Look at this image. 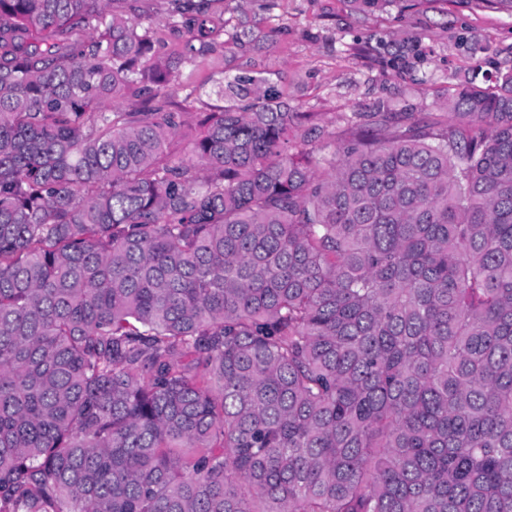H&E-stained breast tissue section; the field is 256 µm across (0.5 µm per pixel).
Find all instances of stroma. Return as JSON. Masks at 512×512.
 <instances>
[{"label": "stroma", "mask_w": 512, "mask_h": 512, "mask_svg": "<svg viewBox=\"0 0 512 512\" xmlns=\"http://www.w3.org/2000/svg\"><path fill=\"white\" fill-rule=\"evenodd\" d=\"M231 24L242 44L172 73L176 107L213 111L225 76L250 74L340 130L346 115L383 105L443 113L453 85L473 78L492 87L512 71V15L463 0L375 14L356 13L349 0H236Z\"/></svg>", "instance_id": "obj_1"}]
</instances>
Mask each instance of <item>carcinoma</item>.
Masks as SVG:
<instances>
[{"label":"carcinoma","instance_id":"cac0c4a2","mask_svg":"<svg viewBox=\"0 0 512 512\" xmlns=\"http://www.w3.org/2000/svg\"><path fill=\"white\" fill-rule=\"evenodd\" d=\"M142 2L0 0V512H512V73L340 134L238 75L185 158L226 0ZM153 12L142 17L144 25L152 24L153 27H159L166 40L167 52H181L186 40V34L183 30L166 25L167 0H153Z\"/></svg>","mask_w":512,"mask_h":512}]
</instances>
